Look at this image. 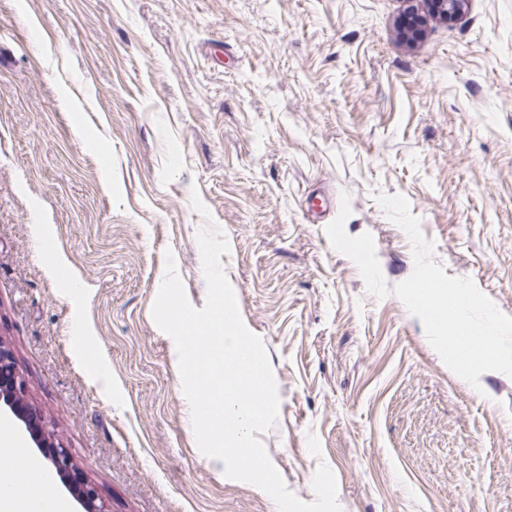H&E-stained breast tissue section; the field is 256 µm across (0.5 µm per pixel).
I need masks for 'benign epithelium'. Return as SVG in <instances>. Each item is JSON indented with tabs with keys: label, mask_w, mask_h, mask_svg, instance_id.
<instances>
[{
	"label": "benign epithelium",
	"mask_w": 512,
	"mask_h": 512,
	"mask_svg": "<svg viewBox=\"0 0 512 512\" xmlns=\"http://www.w3.org/2000/svg\"><path fill=\"white\" fill-rule=\"evenodd\" d=\"M418 2L419 0H404L405 23L400 29V39L408 46L415 45L423 38L427 24L426 18L419 13ZM427 4L432 16L453 20L463 13L466 0H427ZM25 393V382L15 376L13 353L0 341V410H9L26 428L34 432L37 447L48 449L43 454L44 459L60 478L70 482L71 492L80 501L83 512H109L95 486L72 477L73 460L69 451L50 442L42 433L36 413L23 403Z\"/></svg>",
	"instance_id": "benign-epithelium-1"
}]
</instances>
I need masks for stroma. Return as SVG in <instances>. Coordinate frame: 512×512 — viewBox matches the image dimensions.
Masks as SVG:
<instances>
[{"label":"stroma","mask_w":512,"mask_h":512,"mask_svg":"<svg viewBox=\"0 0 512 512\" xmlns=\"http://www.w3.org/2000/svg\"><path fill=\"white\" fill-rule=\"evenodd\" d=\"M403 10L0 0V342L110 512H278L200 452L152 318L169 251L206 301L195 191L269 355L261 439L289 491L313 501L324 462L342 512H512V378L457 376L325 232L348 192L346 233L396 285L412 245L377 197L404 195L435 262L512 316V0H469L411 48Z\"/></svg>","instance_id":"obj_1"}]
</instances>
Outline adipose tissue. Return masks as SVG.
Here are the masks:
<instances>
[{
  "label": "adipose tissue",
  "mask_w": 512,
  "mask_h": 512,
  "mask_svg": "<svg viewBox=\"0 0 512 512\" xmlns=\"http://www.w3.org/2000/svg\"><path fill=\"white\" fill-rule=\"evenodd\" d=\"M0 446L13 451L9 460L0 462V512H69L66 501H48L42 497L45 473L41 465L2 421Z\"/></svg>",
  "instance_id": "1"
}]
</instances>
